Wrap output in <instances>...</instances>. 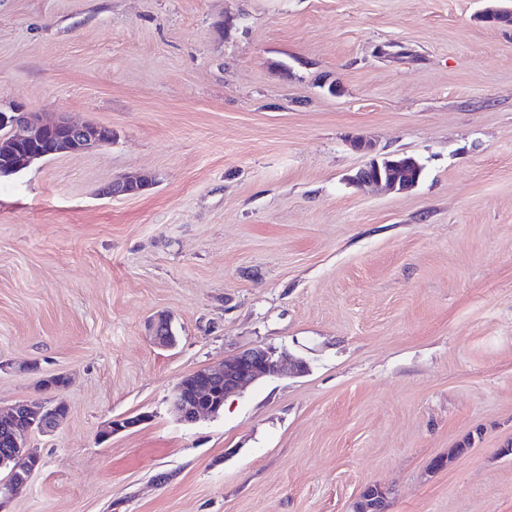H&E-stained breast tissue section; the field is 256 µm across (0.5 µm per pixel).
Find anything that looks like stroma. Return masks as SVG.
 I'll use <instances>...</instances> for the list:
<instances>
[{
    "label": "stroma",
    "mask_w": 512,
    "mask_h": 512,
    "mask_svg": "<svg viewBox=\"0 0 512 512\" xmlns=\"http://www.w3.org/2000/svg\"><path fill=\"white\" fill-rule=\"evenodd\" d=\"M488 4L0 0V106L114 133L0 178V405L68 408L8 512H352L375 483L387 512H512V26ZM396 153L414 188L351 183ZM134 173L154 185L103 195ZM256 345L305 373L171 414Z\"/></svg>",
    "instance_id": "35a3bbf8"
}]
</instances>
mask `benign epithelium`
I'll list each match as a JSON object with an SVG mask.
<instances>
[{
    "label": "benign epithelium",
    "instance_id": "benign-epithelium-1",
    "mask_svg": "<svg viewBox=\"0 0 512 512\" xmlns=\"http://www.w3.org/2000/svg\"><path fill=\"white\" fill-rule=\"evenodd\" d=\"M0 125L16 130L12 140L0 142V177L17 174L33 161L47 155L91 153L112 142V130L107 127L68 118L46 122L22 105H14L7 111L0 110ZM378 169V159L374 158L358 170L354 180L363 184H383L392 190L413 186V182L402 180L398 175L384 178ZM139 181L138 175L114 181L106 194L112 197L129 195L130 187ZM165 319V314L154 317L148 324V331L155 345L167 348L175 344V338L160 335L159 327ZM289 360L287 353L262 346L230 355L220 366L201 368L176 383L169 398L171 411L177 419L187 423L196 421L203 413L216 415L225 403L223 399L214 400L218 393L222 392L227 397L256 381L273 377ZM150 418L151 415L140 413L132 418L113 419L102 429V435L106 437L136 427ZM62 422L63 419L55 414V406L47 402H20L6 409L0 407V429L6 431L9 443V448L0 456V467H4L15 455L25 456L30 462L28 472H11L0 479V509L42 465L41 457L27 444L28 433L38 431L51 434Z\"/></svg>",
    "mask_w": 512,
    "mask_h": 512
}]
</instances>
